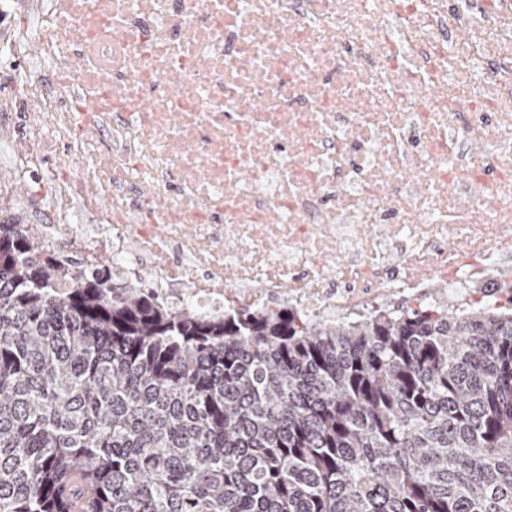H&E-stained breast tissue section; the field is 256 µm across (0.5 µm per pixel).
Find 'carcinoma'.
I'll use <instances>...</instances> for the list:
<instances>
[{"label":"carcinoma","instance_id":"obj_1","mask_svg":"<svg viewBox=\"0 0 512 512\" xmlns=\"http://www.w3.org/2000/svg\"><path fill=\"white\" fill-rule=\"evenodd\" d=\"M77 507L512 512V287L173 310L0 221V512Z\"/></svg>","mask_w":512,"mask_h":512}]
</instances>
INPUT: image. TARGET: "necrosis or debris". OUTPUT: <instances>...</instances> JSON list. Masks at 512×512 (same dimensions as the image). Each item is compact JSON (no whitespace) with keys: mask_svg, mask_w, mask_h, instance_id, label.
<instances>
[{"mask_svg":"<svg viewBox=\"0 0 512 512\" xmlns=\"http://www.w3.org/2000/svg\"><path fill=\"white\" fill-rule=\"evenodd\" d=\"M5 70L0 140L63 262L328 320L505 285L512 0H0Z\"/></svg>","mask_w":512,"mask_h":512,"instance_id":"necrosis-or-debris-1","label":"necrosis or debris"}]
</instances>
